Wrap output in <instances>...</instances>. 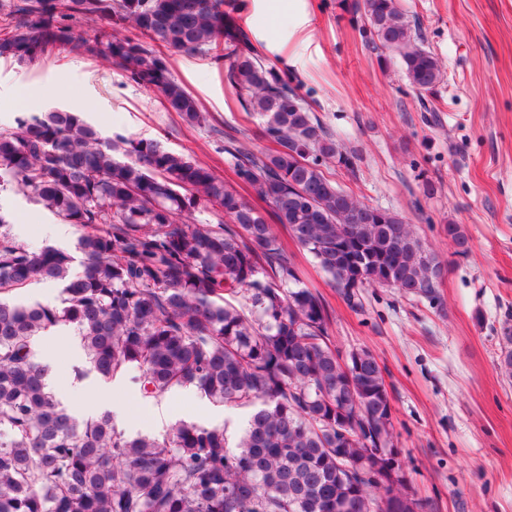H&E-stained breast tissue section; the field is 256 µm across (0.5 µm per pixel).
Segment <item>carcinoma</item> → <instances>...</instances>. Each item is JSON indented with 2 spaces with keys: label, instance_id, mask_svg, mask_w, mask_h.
<instances>
[{
  "label": "carcinoma",
  "instance_id": "carcinoma-1",
  "mask_svg": "<svg viewBox=\"0 0 512 512\" xmlns=\"http://www.w3.org/2000/svg\"><path fill=\"white\" fill-rule=\"evenodd\" d=\"M379 60H399L419 93L442 65L398 0L342 4ZM236 0H0V58L32 63L64 46L99 57L156 89L188 124L206 122L166 54L213 52L241 105L261 118L272 152L231 134L224 154L262 212L204 163L151 140L102 137L53 110L0 129V190L14 188L79 231L82 272L53 246L18 243L0 215V512H422L401 466L388 464L392 409L375 356L328 335L322 298L297 286L282 225L349 302L360 289L432 296L444 268L399 215L369 206L325 173L353 156L268 64L238 24ZM89 37L72 24H95ZM138 37L124 34L128 28ZM127 157L122 161L118 155ZM203 205L224 220L197 224ZM34 283L57 303L14 301ZM70 327L89 370L125 378L142 397L193 388L241 409L235 447L226 425L180 419L161 435L131 434L110 411L79 418L57 398L35 342ZM501 368L512 374V326Z\"/></svg>",
  "mask_w": 512,
  "mask_h": 512
}]
</instances>
